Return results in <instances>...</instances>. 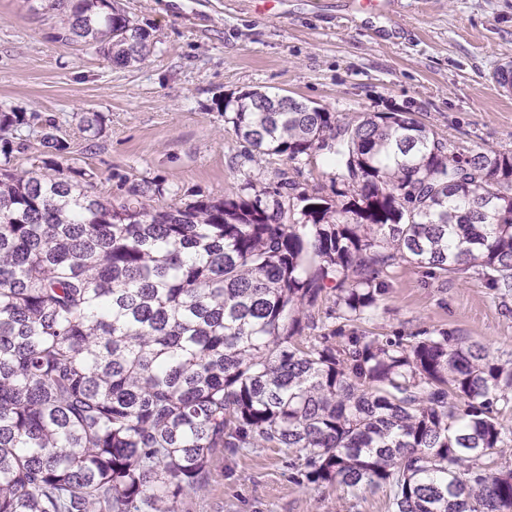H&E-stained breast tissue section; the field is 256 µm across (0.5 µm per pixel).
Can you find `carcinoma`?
I'll return each mask as SVG.
<instances>
[{"label":"carcinoma","mask_w":512,"mask_h":512,"mask_svg":"<svg viewBox=\"0 0 512 512\" xmlns=\"http://www.w3.org/2000/svg\"><path fill=\"white\" fill-rule=\"evenodd\" d=\"M39 9L116 66L152 51L117 0ZM218 108L258 157L327 151L348 201L163 208L157 182L112 201L63 166L50 121L37 169L15 172L38 115L0 110V512H184L220 448H279L308 485L385 487L392 512H512L494 458L512 443V356L363 327L400 259L512 296V151L461 149L408 112L341 123L261 91ZM104 124L80 118L93 137Z\"/></svg>","instance_id":"obj_1"}]
</instances>
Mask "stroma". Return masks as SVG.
Here are the masks:
<instances>
[{
    "label": "stroma",
    "mask_w": 512,
    "mask_h": 512,
    "mask_svg": "<svg viewBox=\"0 0 512 512\" xmlns=\"http://www.w3.org/2000/svg\"><path fill=\"white\" fill-rule=\"evenodd\" d=\"M397 13L348 24L352 0H121L151 31L147 60L119 67L54 35L60 17L0 0V106L39 113L68 144L66 165L91 170L101 196L163 183L167 205L281 188L285 199L333 198L323 153L250 156L217 101L244 91L291 95L348 122L409 112L457 145L512 150V0H399ZM106 118L95 138L83 113ZM369 330L445 328L512 352V296L476 281L432 280L397 261ZM189 512H391L386 489L303 486L277 448L217 454Z\"/></svg>",
    "instance_id": "1"
}]
</instances>
